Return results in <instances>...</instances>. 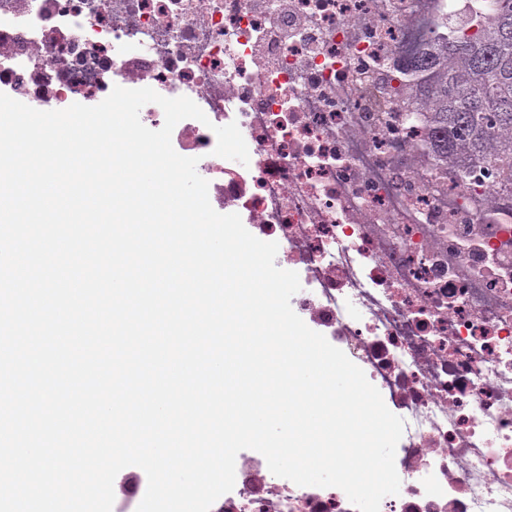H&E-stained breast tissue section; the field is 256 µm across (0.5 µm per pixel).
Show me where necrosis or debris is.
Listing matches in <instances>:
<instances>
[{
    "mask_svg": "<svg viewBox=\"0 0 512 512\" xmlns=\"http://www.w3.org/2000/svg\"><path fill=\"white\" fill-rule=\"evenodd\" d=\"M458 0H0V93L39 110L114 86L186 96L174 150L213 207L277 242L291 306L404 421L380 512H512V201L426 147L407 68ZM237 122L248 163L215 156ZM211 512H357L239 452Z\"/></svg>",
    "mask_w": 512,
    "mask_h": 512,
    "instance_id": "necrosis-or-debris-1",
    "label": "necrosis or debris"
}]
</instances>
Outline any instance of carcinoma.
<instances>
[{"instance_id": "1", "label": "carcinoma", "mask_w": 512, "mask_h": 512, "mask_svg": "<svg viewBox=\"0 0 512 512\" xmlns=\"http://www.w3.org/2000/svg\"><path fill=\"white\" fill-rule=\"evenodd\" d=\"M430 72L417 95L428 106L430 154L460 176L492 174L512 197V0H481L411 62Z\"/></svg>"}]
</instances>
